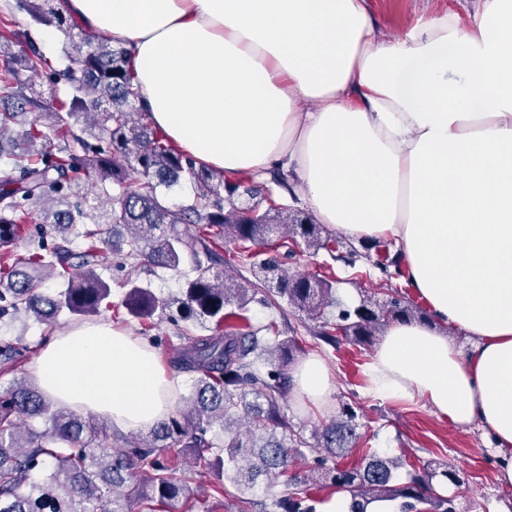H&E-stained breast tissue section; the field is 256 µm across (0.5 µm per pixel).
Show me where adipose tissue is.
<instances>
[{"label":"adipose tissue","mask_w":512,"mask_h":512,"mask_svg":"<svg viewBox=\"0 0 512 512\" xmlns=\"http://www.w3.org/2000/svg\"><path fill=\"white\" fill-rule=\"evenodd\" d=\"M65 7L131 52L152 124L197 163L230 180L287 170L320 223L394 241L433 322L387 326L370 390L480 423L512 487V0L434 12L391 35L377 34L367 0ZM31 374L56 404L120 429L172 409L156 351L108 322L53 333ZM293 383L316 406L335 391L317 356Z\"/></svg>","instance_id":"ef3b65f1"}]
</instances>
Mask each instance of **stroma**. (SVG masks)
I'll return each instance as SVG.
<instances>
[{"label":"stroma","mask_w":512,"mask_h":512,"mask_svg":"<svg viewBox=\"0 0 512 512\" xmlns=\"http://www.w3.org/2000/svg\"><path fill=\"white\" fill-rule=\"evenodd\" d=\"M479 0H368V7L379 31L403 29L418 16L452 8L475 10ZM347 248L357 253L355 265L333 260L326 252L307 249L289 237H274L272 253L292 273L329 274L335 296L346 305L360 304L369 296L385 298L398 290L403 300L421 305L422 300L406 284L405 278L387 279L372 263L376 252L367 242L346 237ZM254 327L263 329L267 339L297 336L307 355L321 357L335 384V396L328 410L320 411L289 395L281 403L292 425L311 431L314 425L329 422L342 403H351L357 414L359 439L346 460L360 461L366 451L399 457L409 464L439 461L454 465L459 477L455 484H436L435 490L454 497L457 512H512V488L497 479L498 453L480 424L458 426L435 415L420 402L383 398L369 392L368 368L375 347L341 342L331 347L317 340V324L287 304H252L249 312Z\"/></svg>","instance_id":"35a3bbf8"}]
</instances>
